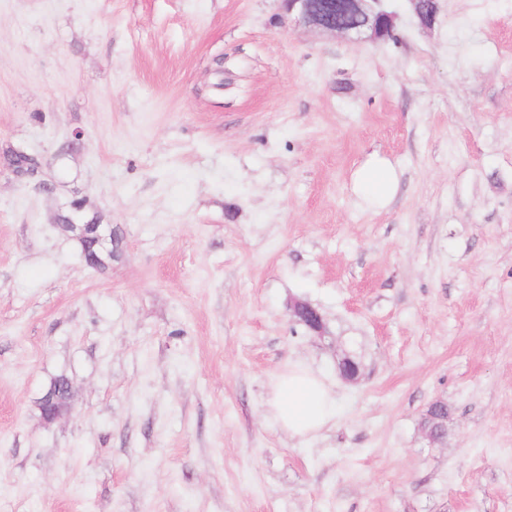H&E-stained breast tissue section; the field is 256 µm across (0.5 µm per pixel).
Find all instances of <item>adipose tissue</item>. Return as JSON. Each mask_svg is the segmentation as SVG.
<instances>
[{
    "label": "adipose tissue",
    "mask_w": 512,
    "mask_h": 512,
    "mask_svg": "<svg viewBox=\"0 0 512 512\" xmlns=\"http://www.w3.org/2000/svg\"><path fill=\"white\" fill-rule=\"evenodd\" d=\"M396 182L394 170L379 160L364 164L354 178L356 191L380 204L391 197ZM267 413L289 435L309 438L333 421L335 400L323 378L304 365L291 364L272 385Z\"/></svg>",
    "instance_id": "1"
}]
</instances>
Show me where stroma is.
Listing matches in <instances>:
<instances>
[{"label":"stroma","instance_id":"obj_1","mask_svg":"<svg viewBox=\"0 0 512 512\" xmlns=\"http://www.w3.org/2000/svg\"><path fill=\"white\" fill-rule=\"evenodd\" d=\"M438 6L372 43L282 0H0V149L57 184L0 167V512H512V0ZM296 362L336 400L308 439L267 415ZM35 154L23 149L7 147L3 150L4 163L10 166L19 180H28L29 174L37 164ZM396 174L386 163L373 160L357 170L354 178L355 190L364 197L383 205L393 194ZM83 207V200L73 198L69 201L66 212L57 217V223L67 232L71 233L77 240L80 253L83 258V251L89 250L93 240L99 235L103 238V248L97 253V260L88 264L83 258L85 264L92 269L105 268L106 263L112 262L116 258L120 249L121 238L109 224H102L97 215H89L86 211L80 212ZM291 315L294 320L307 327L317 336L323 334L324 324L319 311L304 301L296 300L290 306Z\"/></svg>","mask_w":512,"mask_h":512}]
</instances>
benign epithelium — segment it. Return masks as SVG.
I'll return each mask as SVG.
<instances>
[{
    "mask_svg": "<svg viewBox=\"0 0 512 512\" xmlns=\"http://www.w3.org/2000/svg\"><path fill=\"white\" fill-rule=\"evenodd\" d=\"M381 0H283L288 19L298 26L356 40L377 41L393 36L394 16L376 8ZM414 11L425 27L434 23L437 0H411ZM294 320L320 336L324 324L319 311L296 300L290 306ZM69 405L53 398L43 401L42 418L52 422L68 413Z\"/></svg>",
    "mask_w": 512,
    "mask_h": 512,
    "instance_id": "obj_1",
    "label": "benign epithelium"
}]
</instances>
